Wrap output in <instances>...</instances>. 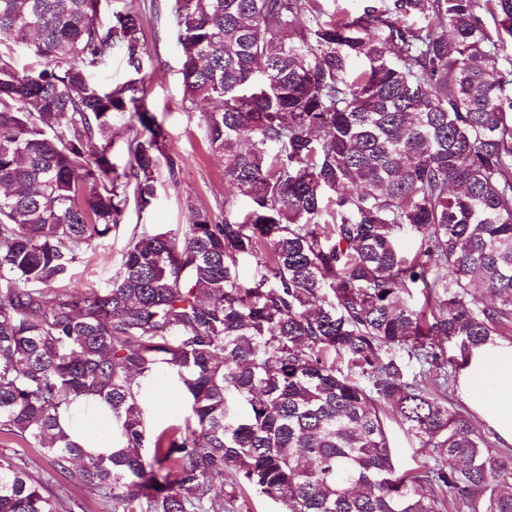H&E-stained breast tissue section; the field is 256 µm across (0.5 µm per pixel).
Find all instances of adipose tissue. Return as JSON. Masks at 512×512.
I'll return each instance as SVG.
<instances>
[{
    "label": "adipose tissue",
    "mask_w": 512,
    "mask_h": 512,
    "mask_svg": "<svg viewBox=\"0 0 512 512\" xmlns=\"http://www.w3.org/2000/svg\"><path fill=\"white\" fill-rule=\"evenodd\" d=\"M473 411L504 444L512 446V340L474 351L460 377ZM60 425L87 453H111L112 412L92 396L78 397Z\"/></svg>",
    "instance_id": "adipose-tissue-1"
}]
</instances>
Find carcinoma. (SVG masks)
Masks as SVG:
<instances>
[{
	"label": "carcinoma",
	"instance_id": "carcinoma-1",
	"mask_svg": "<svg viewBox=\"0 0 512 512\" xmlns=\"http://www.w3.org/2000/svg\"><path fill=\"white\" fill-rule=\"evenodd\" d=\"M101 3L0 0V433L112 512H234L246 486L286 512H512V448L458 395L512 339V0H174L185 96L247 209L135 233L75 295L128 192L156 198L165 140L136 81L90 80L146 53L135 0L105 24ZM115 112L140 126L121 174ZM161 373L191 414L150 435L135 379ZM79 396L112 410V455L60 427ZM385 404L429 449L411 473ZM0 512L59 510L1 461Z\"/></svg>",
	"mask_w": 512,
	"mask_h": 512
}]
</instances>
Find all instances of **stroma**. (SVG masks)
<instances>
[{
    "mask_svg": "<svg viewBox=\"0 0 512 512\" xmlns=\"http://www.w3.org/2000/svg\"><path fill=\"white\" fill-rule=\"evenodd\" d=\"M136 6L141 19L140 39L147 50L146 66L142 72H134L124 51L117 49L104 66L93 71L92 78L101 85L117 87L142 77L145 103L165 132L164 153L176 158L178 166L173 171L160 166L152 206L142 211L136 202H129L119 227L92 243L68 285L74 294L109 287L133 233L160 229L180 238L191 224L193 213L208 214L220 223L225 210L237 215L246 207L244 198L225 182L224 162L208 144L204 123L208 103H193L184 95L182 50L176 40L171 0H136ZM158 384V391L152 392L148 400L146 428L151 433L181 423L189 411L186 398L169 384L167 376H160ZM1 459L43 482L57 500L60 512H69L77 502L84 512H111L110 504L90 490L74 486L50 467L39 448L18 437L0 433Z\"/></svg>",
    "mask_w": 512,
    "mask_h": 512,
    "instance_id": "35a3bbf8",
    "label": "stroma"
}]
</instances>
